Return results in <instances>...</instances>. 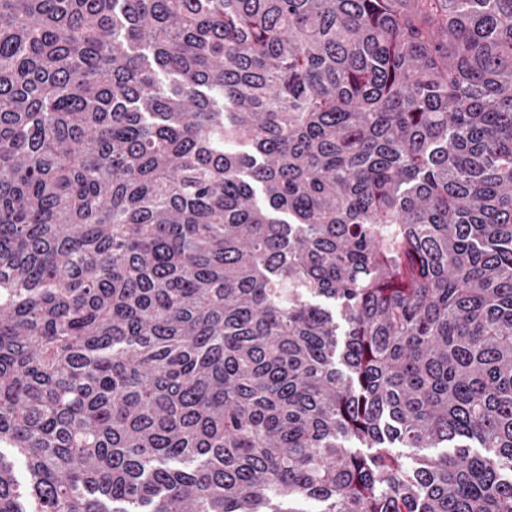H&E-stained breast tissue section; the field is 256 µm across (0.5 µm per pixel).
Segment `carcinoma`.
<instances>
[{
	"instance_id": "obj_1",
	"label": "carcinoma",
	"mask_w": 512,
	"mask_h": 512,
	"mask_svg": "<svg viewBox=\"0 0 512 512\" xmlns=\"http://www.w3.org/2000/svg\"><path fill=\"white\" fill-rule=\"evenodd\" d=\"M309 501L512 512V0H0V512Z\"/></svg>"
}]
</instances>
